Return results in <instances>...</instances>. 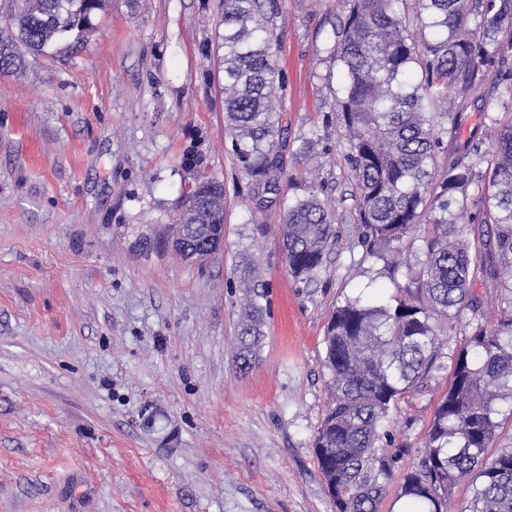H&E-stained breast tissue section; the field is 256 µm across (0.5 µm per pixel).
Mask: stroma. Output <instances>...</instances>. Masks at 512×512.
<instances>
[{
  "instance_id": "35a3bbf8",
  "label": "stroma",
  "mask_w": 512,
  "mask_h": 512,
  "mask_svg": "<svg viewBox=\"0 0 512 512\" xmlns=\"http://www.w3.org/2000/svg\"><path fill=\"white\" fill-rule=\"evenodd\" d=\"M342 0H283L278 52L288 195L324 184L335 238L293 278L283 209L248 212L224 139L223 76L199 45L217 0H107L77 52L0 72V512H336L312 448L330 403L324 336L349 297L394 303L371 280L356 191L324 76ZM224 182V241L204 263L135 248L197 180ZM267 292L256 365L236 359L242 254ZM450 369L403 394L385 425L402 512Z\"/></svg>"
}]
</instances>
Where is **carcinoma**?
Returning a JSON list of instances; mask_svg holds the SVG:
<instances>
[{"instance_id": "1", "label": "carcinoma", "mask_w": 512, "mask_h": 512, "mask_svg": "<svg viewBox=\"0 0 512 512\" xmlns=\"http://www.w3.org/2000/svg\"><path fill=\"white\" fill-rule=\"evenodd\" d=\"M106 0H7L10 30L0 33V71L19 70L15 43L31 54L72 53L96 28ZM333 26L328 59L339 84L334 110L345 159L358 191L363 260L396 281V304L347 298L327 326L326 367L332 404L313 440L337 512H379L390 462L379 455L382 431L400 395L441 368V324L465 320L450 355L448 391L400 497L405 512H448L456 485H475L462 512H512V449L496 455L503 404L512 406V111L502 120L493 100L512 105V0H347ZM214 39L201 45L224 75V130L239 172L264 203L285 211L282 241L288 269L310 278L324 265L335 217L307 186L288 197L281 152L286 85L278 61L282 0H219ZM483 105L490 142L472 133L458 144L468 110ZM224 183L206 178L188 194L163 232L143 236L147 251L185 247L211 257L208 236H224ZM427 226L413 248V230ZM241 309L238 368H252L263 337L265 292L250 281ZM481 282L495 293L500 317L484 321Z\"/></svg>"}]
</instances>
